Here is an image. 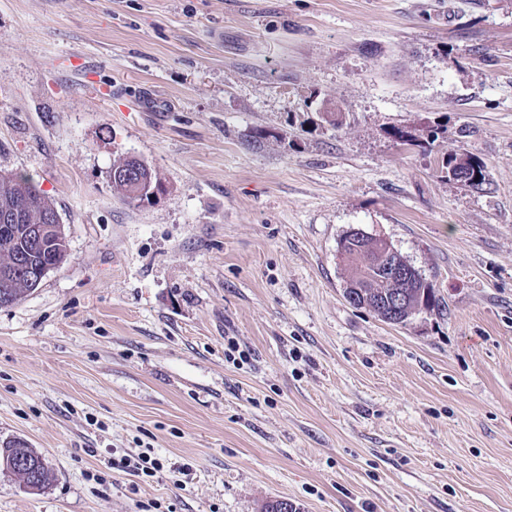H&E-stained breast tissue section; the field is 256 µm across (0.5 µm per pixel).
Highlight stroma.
<instances>
[{
  "mask_svg": "<svg viewBox=\"0 0 512 512\" xmlns=\"http://www.w3.org/2000/svg\"><path fill=\"white\" fill-rule=\"evenodd\" d=\"M0 170L69 254L0 308V447L52 474L0 512H512V0H0ZM353 228L435 308L350 305ZM447 132V128L439 127V125L435 126H429L426 128H423L419 130L418 134H412L409 132H405L403 130H398L395 132L394 135H398V140L402 141L404 144H410L413 145V143H422L425 142L429 145L433 144L435 141H437L442 135V138L444 137L443 134ZM448 177L464 182L472 188H479L486 181V165L461 156L456 152H449L446 159ZM112 467L138 478H153L163 469L160 459L152 456L151 452L138 454L137 457L124 455L112 462Z\"/></svg>",
  "mask_w": 512,
  "mask_h": 512,
  "instance_id": "35a3bbf8",
  "label": "stroma"
}]
</instances>
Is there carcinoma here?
<instances>
[{
  "label": "carcinoma",
  "mask_w": 512,
  "mask_h": 512,
  "mask_svg": "<svg viewBox=\"0 0 512 512\" xmlns=\"http://www.w3.org/2000/svg\"><path fill=\"white\" fill-rule=\"evenodd\" d=\"M447 129L429 126L412 134L399 130L398 140L405 144H433ZM448 177L460 180L472 188H478L486 181V165L455 152L448 153L446 159ZM112 184L120 189L126 200L143 203L148 196L131 188L124 176L120 175L121 165L112 167ZM59 220L53 202L40 189L39 184L30 176L21 173L0 171V267L21 258L24 263L36 268L53 256L59 260L67 259V242L63 233H53L45 240L46 247L40 248L30 240L28 227L31 224H48ZM369 240L352 241L343 238L340 241L341 255L355 263L356 272L353 281L373 291L385 290V285L378 279V270L372 264L375 250L368 247ZM34 289V285L19 278L4 282L0 280V307H7L20 302ZM410 300L413 306L430 310L434 307V291L426 281L420 287L411 289ZM31 461V468L14 464L7 472L19 478L25 490L40 491L48 485L50 471L41 455L21 441H11L0 448V460L6 458L14 462L18 457Z\"/></svg>",
  "instance_id": "carcinoma-1"
}]
</instances>
